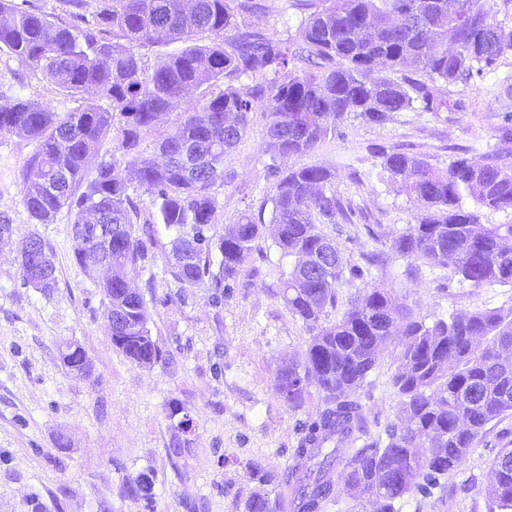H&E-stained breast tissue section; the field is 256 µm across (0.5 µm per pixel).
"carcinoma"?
Here are the masks:
<instances>
[{"mask_svg": "<svg viewBox=\"0 0 512 512\" xmlns=\"http://www.w3.org/2000/svg\"><path fill=\"white\" fill-rule=\"evenodd\" d=\"M61 2L69 6L66 19L31 0H0V50L78 106L60 112L16 97L0 104V136L35 143L21 171L22 203L35 224L68 210L79 265L99 266L103 251L83 235L90 214L114 225L101 285L104 317L112 309L124 313L112 324V344L145 368L163 360L144 295L132 286L157 226L172 233L171 277L183 288H211L219 301L269 225L281 256L295 259L279 274L276 295L310 334L305 361L278 369L276 391L293 410L310 387L322 394L320 410L301 425L285 479L291 504L296 512H320L339 490L367 500L373 512H398L404 498L431 494L465 462L486 425L512 414V357H503L512 353V307L452 314L428 325L392 291L374 285L358 292L340 319L323 323L344 273L365 276L321 228L351 220L353 209L336 197L329 169L284 170L278 161L311 152L350 112L382 123L417 101L439 111L448 105V86L496 72L512 50V28L495 21L490 0H465L464 14L456 11L457 0H295L306 15L293 38L253 27L250 19L264 10L257 0H100L91 21L80 13L86 0ZM176 42L185 47L147 66L145 51ZM380 68L401 78L371 79ZM243 78L248 84L235 85ZM181 105L177 122L162 124ZM256 110L267 118L271 217L264 221L262 206L244 212L215 238L209 232L224 157ZM147 135L153 159L140 156ZM108 140L125 163H94ZM380 167L419 211L417 223L392 239L394 255L430 268L450 265L458 282L472 287H512V224H484L462 205L467 197L483 208L512 210L511 166L498 156L477 166L460 157L441 171L395 149L382 154ZM143 193L156 211L140 208ZM25 248L32 263L21 269L22 279L43 263L46 288L54 287L49 245L31 232L21 242ZM450 251L457 254L452 262ZM395 336L401 350L392 385L402 426H391L383 442L355 448L365 426L358 391ZM61 358L69 372L90 375L79 345H66ZM462 411L467 423L458 427ZM492 464L499 468L487 493L512 512V448L500 449ZM127 492L151 512L149 479L129 483ZM284 508L283 497L271 498L263 488L244 506L245 512Z\"/></svg>", "mask_w": 512, "mask_h": 512, "instance_id": "carcinoma-1", "label": "carcinoma"}]
</instances>
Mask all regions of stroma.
I'll return each instance as SVG.
<instances>
[{
	"instance_id": "1",
	"label": "stroma",
	"mask_w": 512,
	"mask_h": 512,
	"mask_svg": "<svg viewBox=\"0 0 512 512\" xmlns=\"http://www.w3.org/2000/svg\"><path fill=\"white\" fill-rule=\"evenodd\" d=\"M512 75V51L497 74L457 83L450 89L455 110L415 108L377 124L348 115L336 135L296 166H323L333 186L355 210L352 223L327 224L344 260L363 264L376 252L382 261L365 280L341 281L338 303L325 320L340 318L364 286L392 289L399 303L427 320L452 313L512 306V288H474L430 268L391 256L390 244L418 211L406 196L380 180L382 151L404 148L445 170L460 156L475 161L502 153L512 163V143L501 142L504 79ZM21 97L70 108L40 72L0 52V101ZM265 119L250 116L249 130L224 159L218 187L215 232L240 212L258 209L272 193L263 148ZM33 142L0 137V217L12 233L0 238V512H143L126 492L128 482L149 476L155 512H243L260 487L250 473L258 461L277 493L301 439L300 425L315 416L321 396L311 392L302 407L288 409L275 389L278 368L303 361L310 338L302 320L275 295L285 267L270 235L254 244L233 288L213 301L208 288L181 290L166 272L170 234L159 231L147 245L137 286L144 294L150 328L166 356L154 368L139 367L112 345L100 290L102 271L79 266L73 257L72 218L60 211L52 223L32 224L22 203L21 170ZM51 247L55 288L23 285L18 246L28 233ZM74 342L92 364L89 377L70 374L60 361L63 343ZM399 349L389 344L359 391L365 409L362 443L385 437L399 418L392 386ZM195 419L181 455H170L172 406ZM69 447L58 452L55 441ZM512 448V414L490 423L466 462L441 480L431 495L402 500L399 512H501L486 487L496 453Z\"/></svg>"
}]
</instances>
